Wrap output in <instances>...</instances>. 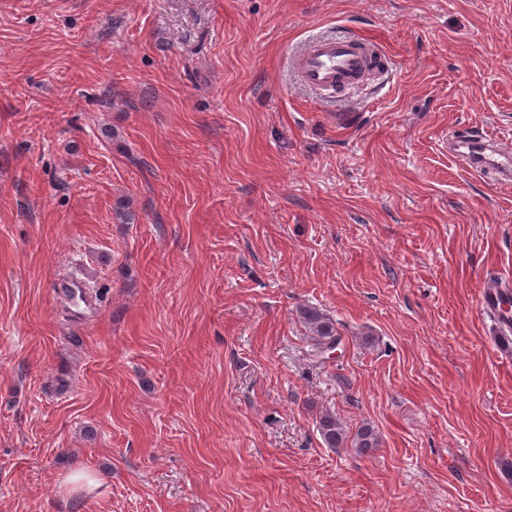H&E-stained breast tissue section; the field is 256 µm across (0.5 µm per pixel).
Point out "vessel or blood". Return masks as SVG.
Segmentation results:
<instances>
[{
	"instance_id": "1",
	"label": "vessel or blood",
	"mask_w": 512,
	"mask_h": 512,
	"mask_svg": "<svg viewBox=\"0 0 512 512\" xmlns=\"http://www.w3.org/2000/svg\"><path fill=\"white\" fill-rule=\"evenodd\" d=\"M370 40L357 36L315 39L308 42L296 60L301 81L314 89H333L340 84L358 81L372 64ZM484 133L467 131L452 139L455 150L467 158L471 167L498 174L502 184L512 183V149L485 145ZM501 286L485 282L480 294L482 311L498 323L499 349L512 352V324L502 321L499 302Z\"/></svg>"
}]
</instances>
